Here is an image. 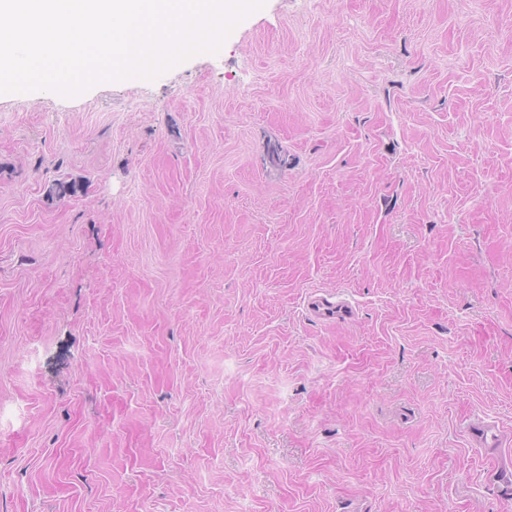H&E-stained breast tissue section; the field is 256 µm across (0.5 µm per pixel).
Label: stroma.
<instances>
[{
  "mask_svg": "<svg viewBox=\"0 0 512 512\" xmlns=\"http://www.w3.org/2000/svg\"><path fill=\"white\" fill-rule=\"evenodd\" d=\"M0 365V512H512V0L0 94ZM307 307L318 318L327 320L336 314L350 316L353 314L351 306L346 301L332 302L327 298H315L308 302ZM472 435L480 448H503L502 436L497 427L491 423L480 421L473 425Z\"/></svg>",
  "mask_w": 512,
  "mask_h": 512,
  "instance_id": "35a3bbf8",
  "label": "stroma"
}]
</instances>
